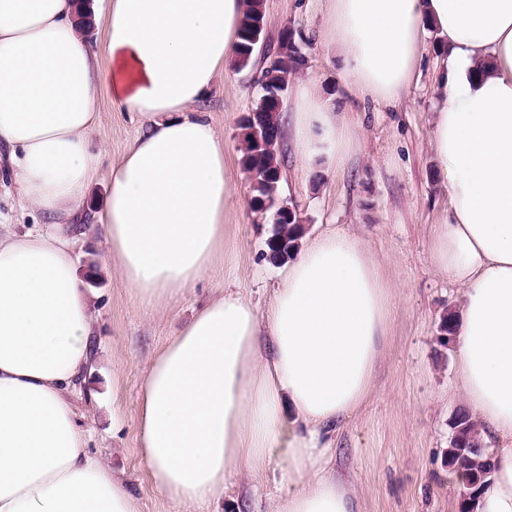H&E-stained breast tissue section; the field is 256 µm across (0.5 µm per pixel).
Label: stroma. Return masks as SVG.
Returning a JSON list of instances; mask_svg holds the SVG:
<instances>
[{
    "label": "stroma",
    "mask_w": 512,
    "mask_h": 512,
    "mask_svg": "<svg viewBox=\"0 0 512 512\" xmlns=\"http://www.w3.org/2000/svg\"><path fill=\"white\" fill-rule=\"evenodd\" d=\"M264 39L251 67L227 64L199 109L224 135V152L236 170L239 207L224 216V249L211 276L196 290L150 310L135 309L130 288L107 262L108 247L94 238L78 246L76 260L96 294L93 361L76 403L90 434L89 450L120 474L140 512H182L181 504L152 485L136 448L131 418L144 371L168 338L220 288L231 286L258 308H266L284 265L266 257L269 220L254 213L248 173L242 169L240 120L255 109L260 88L253 82L279 49L290 28L306 64L301 79L327 97L340 94L343 77L336 51L321 43L325 0H264ZM427 37L410 92L398 102L350 100L345 111L357 123L358 138L345 164L312 173L302 168L289 142H282L279 196L300 216L306 237L336 230L357 236L381 265L394 290L389 333L364 407L336 432V471L355 490L360 512H458V488L448 465L451 424L463 405L457 351L440 346L441 317L458 309L462 290L432 262L433 229L447 201L432 153L436 79L446 53ZM100 106L105 119L97 135L119 159L141 126L134 113ZM126 421L112 427V406ZM278 474L241 478L224 498L202 512H272Z\"/></svg>",
    "instance_id": "stroma-1"
}]
</instances>
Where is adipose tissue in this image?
I'll list each match as a JSON object with an SVG mask.
<instances>
[{"label":"adipose tissue","mask_w":512,"mask_h":512,"mask_svg":"<svg viewBox=\"0 0 512 512\" xmlns=\"http://www.w3.org/2000/svg\"><path fill=\"white\" fill-rule=\"evenodd\" d=\"M244 0H0V171L39 228L0 229V512H139L94 457L70 397L90 363L80 237L108 246L138 303L190 294L238 202L224 137L198 112L236 57ZM101 19L99 47L81 20ZM447 51L431 150L447 186L432 259L464 290L461 389L489 464L476 512H512V0H328L348 99L409 90L427 36ZM143 121L108 162L102 96ZM302 162L343 163L357 139L332 99L296 87ZM107 177L102 208L88 191ZM393 308L362 241L300 243L266 310L211 297L152 358L134 414L155 488L192 508L240 472L278 468L274 512H359L333 467L339 423L371 391Z\"/></svg>","instance_id":"obj_1"}]
</instances>
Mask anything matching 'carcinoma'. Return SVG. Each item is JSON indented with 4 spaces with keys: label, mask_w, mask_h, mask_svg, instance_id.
<instances>
[{
    "label": "carcinoma",
    "mask_w": 512,
    "mask_h": 512,
    "mask_svg": "<svg viewBox=\"0 0 512 512\" xmlns=\"http://www.w3.org/2000/svg\"><path fill=\"white\" fill-rule=\"evenodd\" d=\"M264 22L263 0H244V12L240 26V45L236 59V68H247L253 59L257 46L253 43L256 35L263 34L260 23ZM304 65V57L298 53L295 43H290L280 56L263 71L265 86L278 88L292 81ZM282 106L262 99L254 109V117L241 123V164L249 174L253 184L251 200L252 210L262 217L267 213L260 210V204L277 196L280 181V166L277 157L278 148H265L259 143L261 130L271 129L281 133L278 128ZM272 234L268 241L269 260L282 264L296 251L301 226L285 219L270 217ZM459 438L463 447L456 449L455 469L468 472L469 480L488 470L483 460L484 449L479 443L478 432L471 415L464 409L456 415Z\"/></svg>",
    "instance_id": "obj_1"
}]
</instances>
